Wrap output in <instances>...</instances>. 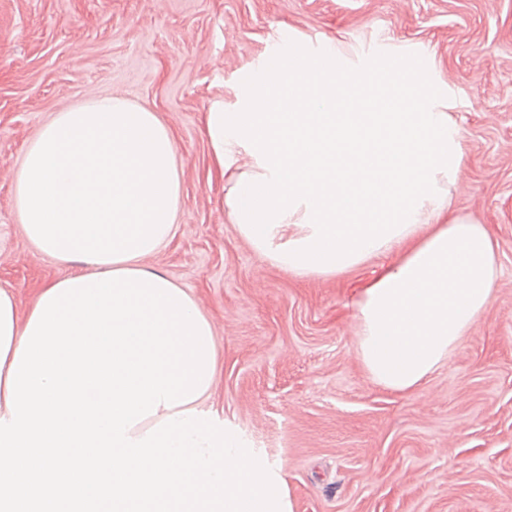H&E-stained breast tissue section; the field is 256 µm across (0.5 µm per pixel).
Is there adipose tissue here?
<instances>
[{
	"mask_svg": "<svg viewBox=\"0 0 512 512\" xmlns=\"http://www.w3.org/2000/svg\"><path fill=\"white\" fill-rule=\"evenodd\" d=\"M239 111L205 115L239 234L299 279L396 254L355 303L377 385L414 389L493 299L491 229L452 213L459 132L415 72L342 84L336 47L276 45ZM28 240L87 273L20 313L0 286V504L52 512H292L284 479L204 414L216 360L193 297L143 267L173 234L180 175L157 113L104 94L58 112L15 181ZM223 496H215V487Z\"/></svg>",
	"mask_w": 512,
	"mask_h": 512,
	"instance_id": "ef3b65f1",
	"label": "adipose tissue"
}]
</instances>
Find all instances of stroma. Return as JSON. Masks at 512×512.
<instances>
[{
    "label": "stroma",
    "mask_w": 512,
    "mask_h": 512,
    "mask_svg": "<svg viewBox=\"0 0 512 512\" xmlns=\"http://www.w3.org/2000/svg\"><path fill=\"white\" fill-rule=\"evenodd\" d=\"M330 40L346 65L388 48L394 80L425 58L450 99L463 159L452 205L493 230V300L462 345L409 392L375 384L355 301L389 258L299 279L259 256L224 209L203 117L233 111L240 75L280 33ZM112 92L174 133L181 204L144 259L210 320L205 410L283 476L293 512H512V0H0V285L20 311L83 270L44 258L15 201L24 152L58 111Z\"/></svg>",
    "instance_id": "obj_1"
}]
</instances>
